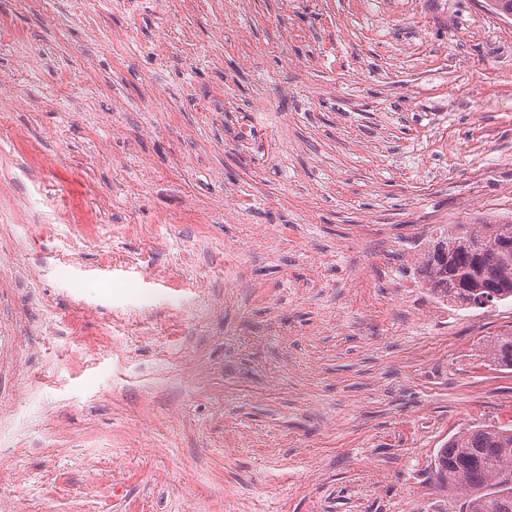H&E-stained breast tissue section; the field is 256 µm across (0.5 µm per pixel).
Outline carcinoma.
<instances>
[{
  "label": "carcinoma",
  "mask_w": 512,
  "mask_h": 512,
  "mask_svg": "<svg viewBox=\"0 0 512 512\" xmlns=\"http://www.w3.org/2000/svg\"><path fill=\"white\" fill-rule=\"evenodd\" d=\"M512 216L480 224H455L432 241L420 272L429 291L460 308H483L512 299ZM492 361L512 368V336H499ZM437 480L466 491L459 512H512V422L472 425L453 434L435 458Z\"/></svg>",
  "instance_id": "1"
}]
</instances>
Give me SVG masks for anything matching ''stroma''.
Here are the masks:
<instances>
[{
    "mask_svg": "<svg viewBox=\"0 0 512 512\" xmlns=\"http://www.w3.org/2000/svg\"><path fill=\"white\" fill-rule=\"evenodd\" d=\"M509 213L486 0H0V512H458L512 301L419 263Z\"/></svg>",
    "mask_w": 512,
    "mask_h": 512,
    "instance_id": "obj_1",
    "label": "stroma"
}]
</instances>
